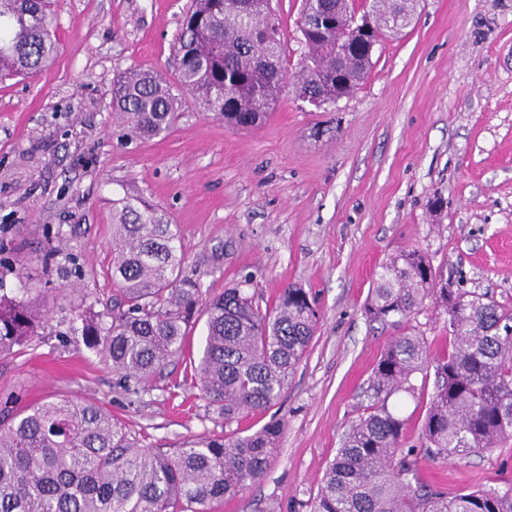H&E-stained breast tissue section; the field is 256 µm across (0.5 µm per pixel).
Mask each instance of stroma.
Returning <instances> with one entry per match:
<instances>
[{
    "label": "stroma",
    "mask_w": 512,
    "mask_h": 512,
    "mask_svg": "<svg viewBox=\"0 0 512 512\" xmlns=\"http://www.w3.org/2000/svg\"><path fill=\"white\" fill-rule=\"evenodd\" d=\"M188 0H55L59 51L33 78L0 80V285L17 258L41 290L38 336L0 359V411L60 396L104 405L146 444L285 424L263 478L215 512H310L326 464L368 403L381 351L415 333L449 346L427 305L395 323L363 312L379 267L424 253L456 287L512 310V0H419L401 35L376 45L358 90L318 110L284 88L250 131L186 108L167 133L127 140L112 83L152 69L175 80L172 45ZM283 65L308 53L303 0H272ZM141 196L176 224L204 295L242 288L263 306L297 286L319 329L278 403L225 422L185 379V363L124 388L120 374L68 333L73 309L112 297V203ZM58 255L44 265L48 248ZM82 268L78 288L68 256ZM400 411L418 441L434 377L416 374ZM422 478L461 489L512 486V446L422 460Z\"/></svg>",
    "instance_id": "obj_1"
}]
</instances>
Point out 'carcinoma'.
Returning <instances> with one entry per match:
<instances>
[{"label": "carcinoma", "mask_w": 512, "mask_h": 512, "mask_svg": "<svg viewBox=\"0 0 512 512\" xmlns=\"http://www.w3.org/2000/svg\"><path fill=\"white\" fill-rule=\"evenodd\" d=\"M237 0H191L173 50L177 84L152 70L116 77L112 112L125 137L169 131L192 103L239 129L267 115L286 79L280 24L269 0L249 10ZM52 0H0V79L49 66L58 46ZM307 38L316 52L291 84L327 104L349 95L371 57L348 44L351 0H304ZM373 42L411 23L414 0H373ZM112 308L76 310L71 330L124 381L141 382L185 356L195 317L206 318L202 355L186 376L219 405L224 420L275 404L305 356L319 313L302 288L283 289L263 309L243 289L204 298L176 225L140 196L112 208ZM0 287V359L37 335L42 311L24 280ZM448 316L451 350L433 357L425 338L405 333L380 354L370 404L346 432L324 471L313 512H512V491L448 492L422 480L419 460L461 457L512 442V310L485 294L447 288L429 259L404 250L381 266L365 314L374 322L409 317L426 302ZM433 366L435 384L417 448L404 442L405 419L389 405L414 394V375ZM284 423L144 448L126 424L96 403L67 397L35 404L0 421V512H209L259 481L270 466Z\"/></svg>", "instance_id": "1"}]
</instances>
